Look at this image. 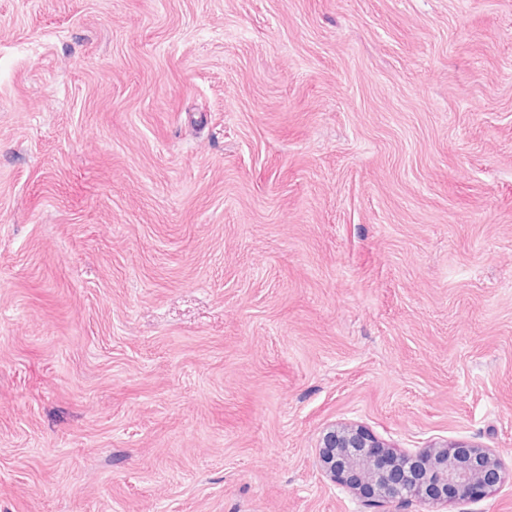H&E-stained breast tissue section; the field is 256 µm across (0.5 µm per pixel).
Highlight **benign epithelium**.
<instances>
[{"mask_svg": "<svg viewBox=\"0 0 512 512\" xmlns=\"http://www.w3.org/2000/svg\"><path fill=\"white\" fill-rule=\"evenodd\" d=\"M320 471L358 494L373 512H404L415 503L438 512L448 500L475 501L512 478L492 448L454 443L417 453L393 452L362 425L344 424L323 431L318 449Z\"/></svg>", "mask_w": 512, "mask_h": 512, "instance_id": "benign-epithelium-1", "label": "benign epithelium"}]
</instances>
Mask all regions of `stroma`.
<instances>
[{
  "label": "stroma",
  "mask_w": 512,
  "mask_h": 512,
  "mask_svg": "<svg viewBox=\"0 0 512 512\" xmlns=\"http://www.w3.org/2000/svg\"><path fill=\"white\" fill-rule=\"evenodd\" d=\"M350 422L512 465V0H0V512H362Z\"/></svg>",
  "instance_id": "obj_1"
}]
</instances>
